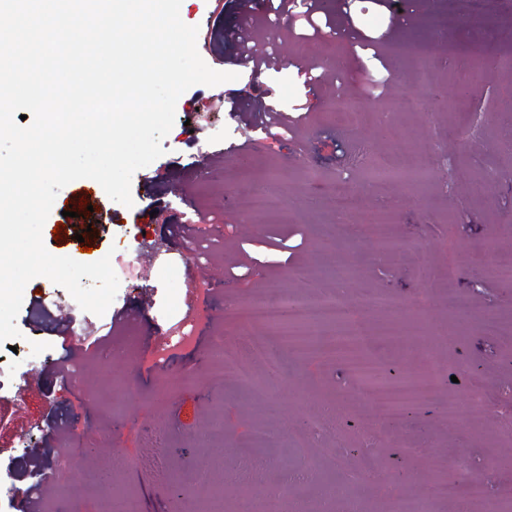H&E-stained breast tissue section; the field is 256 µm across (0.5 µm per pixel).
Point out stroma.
Segmentation results:
<instances>
[{
  "label": "stroma",
  "instance_id": "1",
  "mask_svg": "<svg viewBox=\"0 0 512 512\" xmlns=\"http://www.w3.org/2000/svg\"><path fill=\"white\" fill-rule=\"evenodd\" d=\"M244 7L245 0H182L180 17L198 26L202 59L237 78L180 96L163 155L132 176V207L98 186L90 209L78 212L92 231L76 261L107 256L117 271L108 312L82 310L44 277L24 289L21 336L0 344V512H13L42 473L52 477L43 512H111L110 495L128 493L141 512H290L297 499L309 512H397L405 500L460 512L458 500L434 498L433 488L472 478L487 500L512 497V280L473 278L467 263L512 252V123L500 118L512 99V0H485L477 23L458 21L455 0H413L401 18L396 0H319L315 26L295 15L287 26L262 29L256 50L274 48L278 62L259 73L225 37ZM368 37L377 54L364 49ZM421 67L446 88V110L433 109L417 80ZM476 72L488 88L460 94ZM319 74L323 83L307 84ZM257 88L293 117V128L262 134L243 99ZM341 93L370 106L363 125L335 111ZM412 98L417 106L400 110ZM258 137L262 150H228ZM401 143L431 164L432 183L367 182L366 171L392 160ZM339 180L358 189L359 209L392 210V233L409 245L403 266L383 260L369 229L340 224L330 204ZM272 187L284 198L283 215L251 213L249 198ZM144 210L153 214L145 232L135 222ZM182 224L217 239L216 248L188 250L173 232ZM311 278L352 305L372 337L366 354L432 381L437 400L389 423L340 364L285 348L278 379L268 380L261 364L250 387L215 376L214 342L235 345L264 330L247 322L243 301L303 290ZM385 290L405 298L400 319L421 330L407 349L380 339L385 314L357 305L360 295ZM451 290L467 294L477 321H453L442 305ZM135 305L141 320L113 332L114 313ZM42 307L91 330L98 345L64 361L58 337L39 322ZM178 324L184 342L157 358L154 330ZM451 333L452 345L444 340ZM474 373L484 383V421L464 429L449 424L440 401ZM329 405L347 421L343 434L311 423ZM68 409L78 420L60 449L50 448L56 417ZM218 418L220 441L210 436ZM411 437L423 450L400 457L395 440ZM375 456L385 473L356 483ZM288 468L304 475L299 489L281 481ZM328 483L339 497H325Z\"/></svg>",
  "mask_w": 512,
  "mask_h": 512
}]
</instances>
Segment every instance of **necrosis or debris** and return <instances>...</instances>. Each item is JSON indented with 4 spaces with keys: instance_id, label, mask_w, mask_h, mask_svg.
<instances>
[{
    "instance_id": "necrosis-or-debris-1",
    "label": "necrosis or debris",
    "mask_w": 512,
    "mask_h": 512,
    "mask_svg": "<svg viewBox=\"0 0 512 512\" xmlns=\"http://www.w3.org/2000/svg\"><path fill=\"white\" fill-rule=\"evenodd\" d=\"M432 174L430 164L401 147L399 159L375 167L369 179L378 184L399 181L411 186L426 184ZM392 214L388 211L359 212L357 226L368 227L377 238L385 260L401 264L409 246L393 237ZM244 310L252 321L277 330L289 350L303 354L310 345H318L327 359L342 362L350 376L366 391L377 415L401 418L412 405L425 400L430 390L413 373L392 374L383 359L362 357L361 351L369 338L352 320L350 305L339 295L322 292L319 285L308 284L301 292H284L275 296H256L246 301ZM271 337L263 334L248 336L243 343L228 346L216 344L209 361L215 375L253 383L251 366L265 362L270 378L280 373V359L270 349Z\"/></svg>"
}]
</instances>
